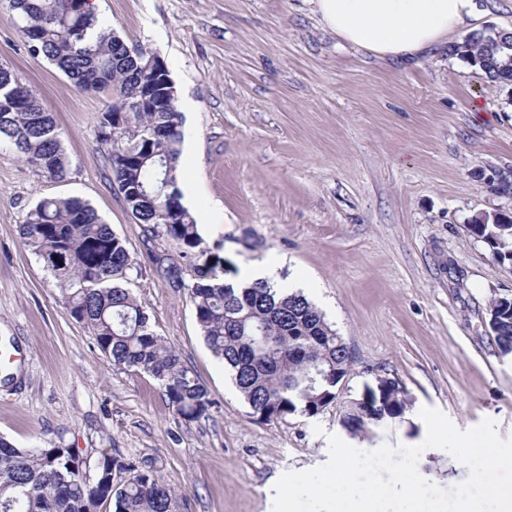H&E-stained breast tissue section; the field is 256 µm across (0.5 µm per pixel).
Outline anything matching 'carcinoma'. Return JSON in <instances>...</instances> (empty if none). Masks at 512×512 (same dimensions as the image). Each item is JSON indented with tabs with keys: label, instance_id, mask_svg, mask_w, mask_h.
<instances>
[{
	"label": "carcinoma",
	"instance_id": "cac0c4a2",
	"mask_svg": "<svg viewBox=\"0 0 512 512\" xmlns=\"http://www.w3.org/2000/svg\"><path fill=\"white\" fill-rule=\"evenodd\" d=\"M10 3L33 56L55 65L85 91L108 88L115 95L116 104L98 120L113 181L135 222L177 246L180 261L168 263L164 274L187 289L208 348L224 362L253 416L260 422L293 414L313 417L333 403L351 370L342 337L300 292L267 280L244 286L228 282L224 259L212 253L181 202L182 116L165 61L145 47L128 45L87 0ZM496 39L494 32H477L452 53L490 82L509 85L511 70L497 72L471 50ZM1 145L52 179L68 173L52 113L10 68L0 69ZM469 230L512 270V224H471ZM20 232L25 246L59 280L69 316L93 331L113 366L152 376L180 418L194 421L208 414L213 406L208 389L155 331L129 288L134 265L124 242L87 201L43 197ZM493 303L501 309L492 324L495 339L507 355L512 353V298ZM407 408L406 392L393 380L382 395L367 387L347 401L342 425L358 436L403 417ZM107 505L113 512H173V495L150 462L104 454L90 476L71 448H19L0 437V512H99Z\"/></svg>",
	"mask_w": 512,
	"mask_h": 512
}]
</instances>
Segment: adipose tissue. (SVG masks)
Segmentation results:
<instances>
[{"instance_id":"obj_1","label":"adipose tissue","mask_w":512,"mask_h":512,"mask_svg":"<svg viewBox=\"0 0 512 512\" xmlns=\"http://www.w3.org/2000/svg\"><path fill=\"white\" fill-rule=\"evenodd\" d=\"M325 27L351 45L398 63L419 61L457 33H471L479 0H312Z\"/></svg>"}]
</instances>
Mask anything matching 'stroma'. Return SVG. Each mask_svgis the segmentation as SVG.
<instances>
[{"mask_svg":"<svg viewBox=\"0 0 512 512\" xmlns=\"http://www.w3.org/2000/svg\"><path fill=\"white\" fill-rule=\"evenodd\" d=\"M127 43L167 63L183 116L179 189L213 254L235 271L277 261L275 281L322 311L353 357L338 400L313 417L257 422L206 346L188 292L156 258L112 182L98 137L111 91L84 92L33 57L0 0V63L56 120L70 160L57 182L0 147V436L60 445L94 470L102 454L153 462L174 512H273L274 486L352 436L344 403L397 380L410 407L366 445L421 446L422 477L449 490L469 477L423 448V407L461 430L495 421L512 438V354L488 325L512 295V270L469 231L512 212V86L490 83L448 50L404 67L327 30L312 0H90ZM490 109L472 112L474 102ZM77 196L123 239L131 287L166 343L214 401L185 421L149 374L113 367L65 311L60 286L20 238L41 197Z\"/></svg>","mask_w":512,"mask_h":512,"instance_id":"35a3bbf8","label":"stroma"}]
</instances>
